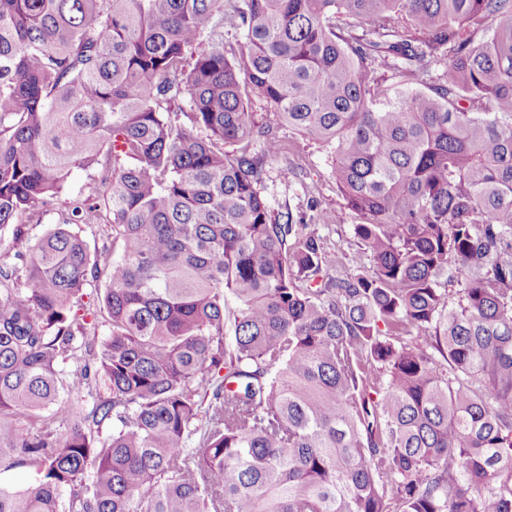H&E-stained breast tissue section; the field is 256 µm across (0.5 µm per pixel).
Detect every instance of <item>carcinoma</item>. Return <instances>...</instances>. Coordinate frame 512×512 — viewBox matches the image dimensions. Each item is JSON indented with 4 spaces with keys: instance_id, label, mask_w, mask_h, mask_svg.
Wrapping results in <instances>:
<instances>
[{
    "instance_id": "obj_1",
    "label": "carcinoma",
    "mask_w": 512,
    "mask_h": 512,
    "mask_svg": "<svg viewBox=\"0 0 512 512\" xmlns=\"http://www.w3.org/2000/svg\"><path fill=\"white\" fill-rule=\"evenodd\" d=\"M253 96L367 262L272 215ZM6 232L0 512H512V0H0ZM90 174L91 172L75 169L54 205L42 215L40 223H28L26 218L22 219V223L26 224L27 237L31 244L57 224H62L63 218L70 212L74 203L92 193L93 180ZM72 228L84 239L91 256H93L95 250L101 248L103 243L107 241V231L103 225L74 224Z\"/></svg>"
}]
</instances>
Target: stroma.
Listing matches in <instances>:
<instances>
[{
	"instance_id": "stroma-1",
	"label": "stroma",
	"mask_w": 512,
	"mask_h": 512,
	"mask_svg": "<svg viewBox=\"0 0 512 512\" xmlns=\"http://www.w3.org/2000/svg\"><path fill=\"white\" fill-rule=\"evenodd\" d=\"M252 121L262 130H270L284 146L283 163L265 162L261 193L273 214L292 213L304 219L312 230L324 236L345 263L358 261L361 247L353 236L357 218L347 209L336 188L331 154L322 145L304 139L279 122L275 113L261 99L252 103ZM93 191L89 172L74 170L54 205L43 214L40 223L26 226L29 242H36L46 232L62 223L74 203Z\"/></svg>"
}]
</instances>
